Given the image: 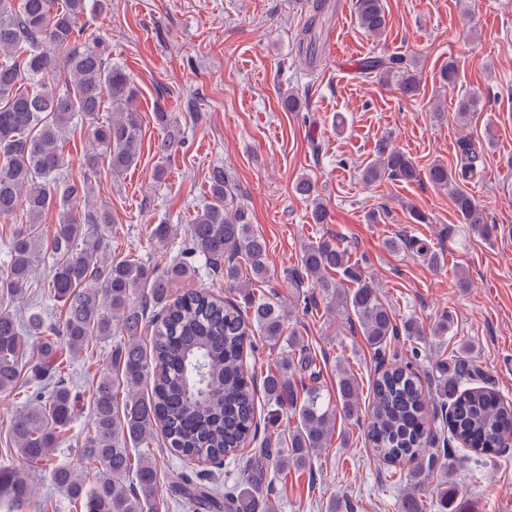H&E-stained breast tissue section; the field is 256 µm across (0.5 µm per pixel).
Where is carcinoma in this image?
I'll list each match as a JSON object with an SVG mask.
<instances>
[{
  "mask_svg": "<svg viewBox=\"0 0 512 512\" xmlns=\"http://www.w3.org/2000/svg\"><path fill=\"white\" fill-rule=\"evenodd\" d=\"M358 22L369 35H385L388 20L382 0H357ZM86 0H0V218L9 219L20 205L29 224L16 229L9 246L10 262L0 268V292L18 296L39 261L44 241L39 230L45 211L59 210L53 244L59 259L49 279L50 296L65 310L62 331L46 324L42 313L26 316L0 300V395L12 393L25 377V407L9 423L18 454L29 464L50 461L62 434L69 430L80 393L69 382L62 350L80 354L89 341L116 340L111 369L98 375L90 394L91 423L81 448L82 459L95 465L91 478L69 464L52 469L54 485L80 512H152L158 494V468L146 448L162 432L170 448L186 460L206 458L216 465L234 457L252 442L261 450L245 470L243 493L236 488L218 493L190 482L183 497L196 512H273L268 497H258L269 477L293 468L312 469L328 447L337 416L358 415L360 384L346 370L338 373L336 389L319 385L320 372L306 349L288 340L290 354L262 378L267 421H258L257 377L244 363V351L259 336L277 344L285 328V310L273 297L255 293L257 281L268 278V246L238 204L226 170L210 177L211 202L187 225L182 258L158 272L103 248V237L86 233L85 225L108 227V208L93 201L92 176L107 159L112 173L137 165L141 126L133 102L136 89L125 69L107 59L102 36L85 34L80 17ZM330 0H311L298 33L297 51L309 67L320 64V33L333 16ZM62 55L64 79H51ZM363 78L380 85L395 84L410 98L419 94L417 69L402 56H372L359 68ZM112 112L97 121L105 102ZM94 122L92 140L82 160V178L64 179L61 143L75 118ZM463 161L455 168L435 162L428 181L449 190L462 223L475 231L486 214L468 192L481 172L482 158L470 140L460 141ZM375 159L362 172L368 183L382 179L417 181L420 170L404 152L382 140ZM296 193L312 204L315 223L326 224L329 213L309 179ZM224 268V287L240 295L237 304L207 292L190 291L176 298L172 282L195 276L198 261ZM301 278L319 290L323 304L338 316L356 317L362 334L381 358L399 335L391 308L347 248L323 240L304 249ZM155 312L148 318L147 311ZM155 326L150 345L140 342L147 323ZM40 339L37 358L23 361L27 338ZM312 381H297L296 375ZM481 376L467 358L441 371L436 395L453 412L450 434L476 457L495 455L512 438V404L486 387H468ZM127 391L119 402V389ZM368 441L394 466L422 461L435 436L428 429L425 394L413 363H394L372 383ZM288 410L298 420L289 435L288 456L272 455L275 416ZM263 439H258V433ZM441 512L457 498L444 481L435 489ZM32 490L15 468L0 467V508L20 512ZM398 512H423L421 492L410 489Z\"/></svg>",
  "mask_w": 512,
  "mask_h": 512,
  "instance_id": "cac0c4a2",
  "label": "carcinoma"
}]
</instances>
